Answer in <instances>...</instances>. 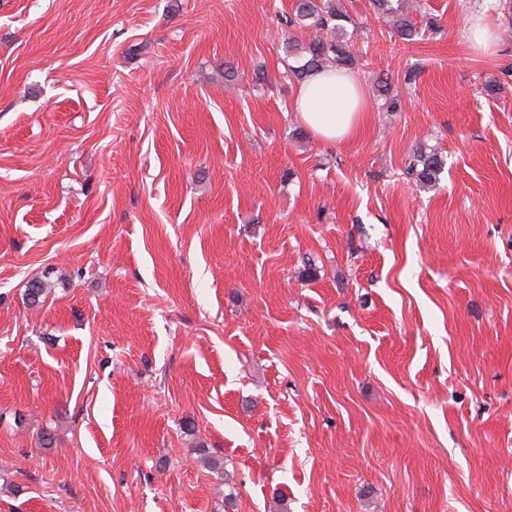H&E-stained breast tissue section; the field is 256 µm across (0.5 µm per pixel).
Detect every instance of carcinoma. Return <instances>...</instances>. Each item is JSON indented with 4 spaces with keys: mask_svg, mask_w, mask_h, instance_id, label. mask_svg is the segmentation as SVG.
Returning <instances> with one entry per match:
<instances>
[{
    "mask_svg": "<svg viewBox=\"0 0 512 512\" xmlns=\"http://www.w3.org/2000/svg\"><path fill=\"white\" fill-rule=\"evenodd\" d=\"M369 9L393 28L406 42L415 41L420 30L411 15L421 10L418 0H369ZM290 30L286 50L292 62L286 65L285 74L299 82L321 70H352L356 55L347 40V28L358 32L356 6L352 0H295L291 13L282 17ZM308 29L312 35L307 43H300L293 31ZM444 170V159L434 151L416 150L409 174L420 189L435 187Z\"/></svg>",
    "mask_w": 512,
    "mask_h": 512,
    "instance_id": "obj_1",
    "label": "carcinoma"
}]
</instances>
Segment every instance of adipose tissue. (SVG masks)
<instances>
[{
  "label": "adipose tissue",
  "mask_w": 512,
  "mask_h": 512,
  "mask_svg": "<svg viewBox=\"0 0 512 512\" xmlns=\"http://www.w3.org/2000/svg\"><path fill=\"white\" fill-rule=\"evenodd\" d=\"M299 120L319 139L340 143L354 137L366 119L365 101L357 79L323 71L300 85L293 100Z\"/></svg>",
  "instance_id": "1"
}]
</instances>
